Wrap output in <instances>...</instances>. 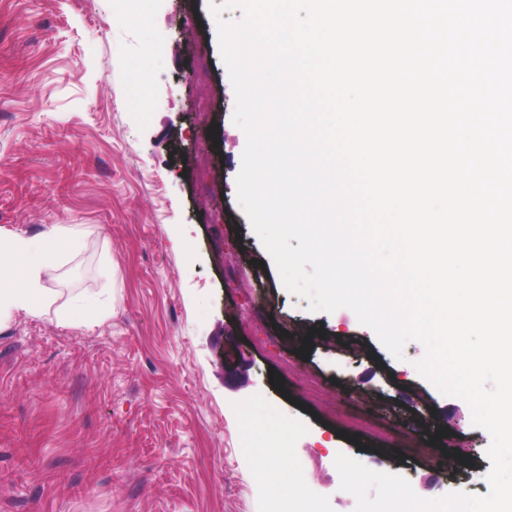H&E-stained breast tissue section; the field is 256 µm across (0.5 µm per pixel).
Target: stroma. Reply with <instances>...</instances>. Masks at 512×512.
I'll list each match as a JSON object with an SVG mask.
<instances>
[{
	"mask_svg": "<svg viewBox=\"0 0 512 512\" xmlns=\"http://www.w3.org/2000/svg\"><path fill=\"white\" fill-rule=\"evenodd\" d=\"M241 18L0 0V235L83 232L50 309L0 324V512H355L341 452L423 498L489 491L490 436L418 375L423 345L311 311L242 212L218 41ZM78 297L101 317L61 324Z\"/></svg>",
	"mask_w": 512,
	"mask_h": 512,
	"instance_id": "35a3bbf8",
	"label": "stroma"
}]
</instances>
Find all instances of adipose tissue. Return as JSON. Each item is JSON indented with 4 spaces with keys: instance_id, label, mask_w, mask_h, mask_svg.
Masks as SVG:
<instances>
[{
    "instance_id": "obj_1",
    "label": "adipose tissue",
    "mask_w": 512,
    "mask_h": 512,
    "mask_svg": "<svg viewBox=\"0 0 512 512\" xmlns=\"http://www.w3.org/2000/svg\"><path fill=\"white\" fill-rule=\"evenodd\" d=\"M81 240L80 230L59 224L35 238L11 236L0 247V321L19 311L45 313L50 305L45 284L56 276L61 251L77 248Z\"/></svg>"
}]
</instances>
